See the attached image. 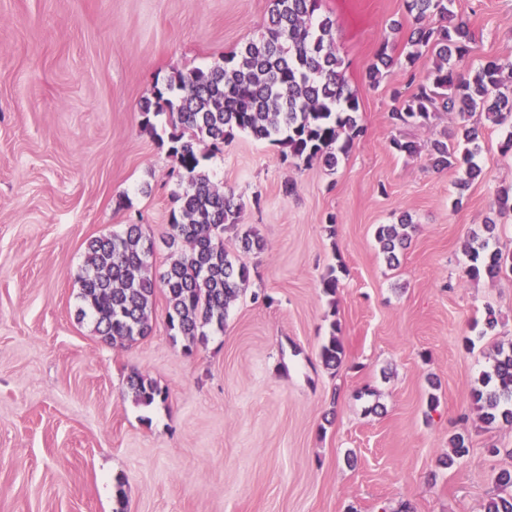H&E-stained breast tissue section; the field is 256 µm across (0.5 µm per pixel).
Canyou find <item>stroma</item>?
<instances>
[{
	"instance_id": "1",
	"label": "stroma",
	"mask_w": 512,
	"mask_h": 512,
	"mask_svg": "<svg viewBox=\"0 0 512 512\" xmlns=\"http://www.w3.org/2000/svg\"><path fill=\"white\" fill-rule=\"evenodd\" d=\"M269 3L0 0V512H113L119 473L127 512H485L501 495L512 425L483 423L471 392L512 345V272L464 270L488 220L491 246L512 254V211L493 209L512 186L508 129L479 110L392 119L434 61L427 51L379 84L367 77L382 40L405 47V0H320L363 127L335 169L282 160L244 133L205 159L265 242L257 256L224 235L251 280L222 332L184 355L160 295L152 334L130 346L103 344L76 318L88 238L137 222L157 243L154 266L167 262L170 125L162 114L156 134L144 131L145 100L173 72L259 36ZM452 11L475 34L458 72L487 59L511 72L512 0H455ZM464 121L482 150L461 193L460 171L435 168L428 147L455 146ZM404 214L415 229L393 269L375 230ZM332 334L344 354L329 369L319 353ZM134 370L167 400L135 405ZM460 432L469 453L453 461Z\"/></svg>"
}]
</instances>
